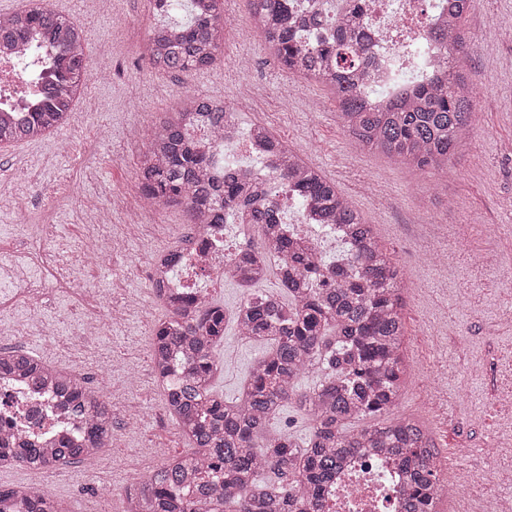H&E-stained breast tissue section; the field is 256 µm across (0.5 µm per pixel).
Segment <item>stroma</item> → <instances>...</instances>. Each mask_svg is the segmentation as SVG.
I'll return each instance as SVG.
<instances>
[{"instance_id": "obj_1", "label": "stroma", "mask_w": 512, "mask_h": 512, "mask_svg": "<svg viewBox=\"0 0 512 512\" xmlns=\"http://www.w3.org/2000/svg\"><path fill=\"white\" fill-rule=\"evenodd\" d=\"M83 31L91 59L108 55L107 77H91L64 133L0 145V193L20 189L31 225L19 235L9 209L0 208V250H20L27 236L48 237L77 283L89 285L105 306L123 309L120 323L96 335L79 333L76 305L60 294L40 307L45 332L21 341L0 335V348L20 345L43 361L83 379L112 403V444L96 466L73 461L61 474L24 465L0 467V486L49 490L68 512H120L123 487L150 470L157 456L186 450L177 424L149 375L150 331L164 311L148 289V260L187 234L183 208L162 207L132 222L126 203L138 189L136 163L145 127L189 92L224 97L244 125L262 123L351 197L373 224L409 281L405 294L409 377L396 409L423 417L446 462L458 463L459 512L486 496L512 500V486L476 488L464 472L485 467L481 449L512 439V422L499 401L512 393V0H471L466 26L480 45L468 63L474 86L472 137L447 171L422 174L381 153L357 148L344 132L334 99L290 74L271 55L252 21L248 0H224L234 19L212 69L161 74L140 57L149 0H112L102 12L86 0H43ZM37 183L25 192L26 180ZM71 197L54 202L62 188ZM112 213V230L126 234L119 255L81 257L76 242L92 213ZM276 293V275L245 287L225 280L212 298L228 317L214 350L223 370L213 385L234 398L268 346L240 340L232 316L248 291ZM16 312L17 324L31 316ZM452 406L455 423L444 420Z\"/></svg>"}]
</instances>
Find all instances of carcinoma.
<instances>
[{
    "instance_id": "1",
    "label": "carcinoma",
    "mask_w": 512,
    "mask_h": 512,
    "mask_svg": "<svg viewBox=\"0 0 512 512\" xmlns=\"http://www.w3.org/2000/svg\"><path fill=\"white\" fill-rule=\"evenodd\" d=\"M151 2L156 11L183 6L188 12L186 22L164 26L168 36L150 31L144 54L158 45L162 63L157 69L188 74L212 67L222 47L224 0ZM363 5L364 0H349L348 15L329 29L323 0H307L292 12L284 0H250L271 53L289 72L332 92L342 127L355 143L423 174L443 171L472 129L473 97L463 68L474 52L465 26L470 0H453L438 34L450 61L441 76L381 106L361 93L368 51L361 38ZM32 29L59 49L56 82L44 88V101L28 118L0 121V144L39 139L61 128L95 67L78 25L45 5L0 18V43L17 47ZM231 111L221 99L187 95L152 126L137 175L150 199L184 208L193 224L186 240L204 224H245L258 233L259 240H249L224 275L249 286L273 271L288 300L250 293L237 309L239 334L271 348L232 401L212 386L222 371L213 350L224 339V308L191 291L160 302L164 317L151 331V360L166 371L177 358L179 381L162 395L190 451L126 488L124 512H323V490L343 462L364 448H383L409 470L410 483L402 488L404 512H440L439 497L448 484L437 467L429 427L416 416H391L408 378L400 266L352 201L261 124L252 127V137L272 158L279 178L308 202L313 223L346 232L347 242L327 256L296 244L281 205L240 176L236 166L224 170V181L208 182L210 158L186 131L202 114L212 132L222 136L224 115ZM312 369L320 372L319 383L297 392V380ZM2 370L67 387L71 405L85 412L86 422L81 436L51 448L13 434L0 437V466L36 460L54 468L92 460L106 447L112 438V406L98 392L19 350H0ZM292 400L312 423L303 444L289 434L268 432L271 418ZM213 471L224 480L213 481ZM187 480L196 483L193 497L177 493ZM0 512L61 510L43 490L0 487Z\"/></svg>"
}]
</instances>
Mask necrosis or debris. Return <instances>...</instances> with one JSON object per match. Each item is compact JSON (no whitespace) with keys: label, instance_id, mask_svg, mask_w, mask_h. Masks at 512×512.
<instances>
[{"label":"necrosis or debris","instance_id":"obj_1","mask_svg":"<svg viewBox=\"0 0 512 512\" xmlns=\"http://www.w3.org/2000/svg\"><path fill=\"white\" fill-rule=\"evenodd\" d=\"M366 4L368 95L385 103L404 87L440 74L442 53L435 35L442 14L448 10L446 0H366ZM27 47L22 55L12 47L0 50V113L11 120L38 109L41 89L52 67L54 51L38 33H30ZM228 125L238 134L232 154L248 176L278 191L289 210L304 211L306 204L301 198L282 193L279 177L258 158L254 141L240 132L236 118H229ZM202 237L210 243L208 251L202 254L195 245H186L182 268H173L163 254L152 258L148 276L152 296L221 285L225 266L248 242L240 232H225L220 224L206 225ZM7 261L24 269L25 274L15 285L0 287L5 295L0 310L39 307L52 295L66 293L87 309L80 324L83 335L94 334L103 323L100 301L89 289L76 286L65 272L59 252L46 238L26 242ZM8 422L49 443L56 436L81 431L85 418L72 408L65 393L36 386L17 374L0 373V428ZM405 479L379 449H365L326 489L324 512H400L402 501L397 490Z\"/></svg>","mask_w":512,"mask_h":512}]
</instances>
